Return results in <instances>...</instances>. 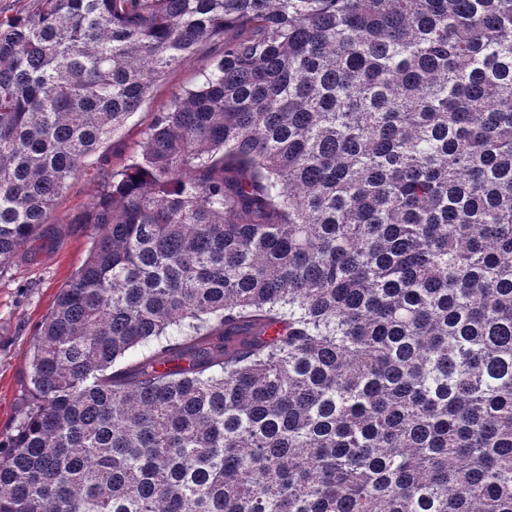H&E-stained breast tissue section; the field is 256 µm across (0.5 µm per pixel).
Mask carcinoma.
Here are the masks:
<instances>
[{
    "instance_id": "cac0c4a2",
    "label": "carcinoma",
    "mask_w": 512,
    "mask_h": 512,
    "mask_svg": "<svg viewBox=\"0 0 512 512\" xmlns=\"http://www.w3.org/2000/svg\"><path fill=\"white\" fill-rule=\"evenodd\" d=\"M210 48L85 212L0 512H512V0H28L0 265Z\"/></svg>"
}]
</instances>
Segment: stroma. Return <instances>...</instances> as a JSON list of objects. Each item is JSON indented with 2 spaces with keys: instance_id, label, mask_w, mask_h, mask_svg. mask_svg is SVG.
Returning a JSON list of instances; mask_svg holds the SVG:
<instances>
[{
  "instance_id": "35a3bbf8",
  "label": "stroma",
  "mask_w": 512,
  "mask_h": 512,
  "mask_svg": "<svg viewBox=\"0 0 512 512\" xmlns=\"http://www.w3.org/2000/svg\"><path fill=\"white\" fill-rule=\"evenodd\" d=\"M205 64L196 56L170 73L142 109L114 136L103 156L91 160L84 174L71 180L59 199L53 221L44 225L31 246L0 267V441H8L28 409V351L43 315L86 255L95 233L80 218L105 175L121 168L138 148L154 112L173 88L193 84Z\"/></svg>"
}]
</instances>
